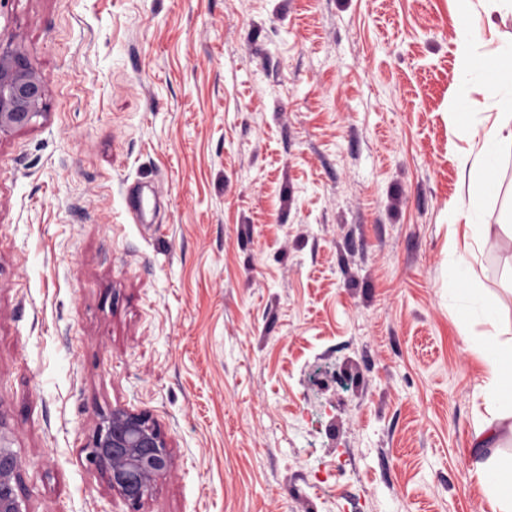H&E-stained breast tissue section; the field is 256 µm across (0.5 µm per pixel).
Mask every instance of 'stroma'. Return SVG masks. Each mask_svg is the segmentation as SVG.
I'll use <instances>...</instances> for the list:
<instances>
[{
    "mask_svg": "<svg viewBox=\"0 0 512 512\" xmlns=\"http://www.w3.org/2000/svg\"><path fill=\"white\" fill-rule=\"evenodd\" d=\"M493 0H0L45 80L0 137V414L29 512H491L472 337L512 340V148L453 131ZM142 218L126 211L127 191ZM480 205L484 232H465ZM480 288L495 324L449 293ZM173 457L138 510L113 409ZM89 457L105 468L112 488L134 509L173 467L167 441L150 415L124 408L113 409L98 425Z\"/></svg>",
    "mask_w": 512,
    "mask_h": 512,
    "instance_id": "obj_1",
    "label": "stroma"
}]
</instances>
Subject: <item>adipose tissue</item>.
I'll return each mask as SVG.
<instances>
[{
  "label": "adipose tissue",
  "instance_id": "ef3b65f1",
  "mask_svg": "<svg viewBox=\"0 0 512 512\" xmlns=\"http://www.w3.org/2000/svg\"><path fill=\"white\" fill-rule=\"evenodd\" d=\"M489 110L498 113V123L487 134L483 145L484 157L492 160L503 142L512 141V85L492 83L481 103L471 99L466 89H459L452 121L463 126L474 116ZM475 350L485 367L486 391L501 403L512 406V345L506 346L487 337L476 341ZM496 435L493 425L476 427L474 445L487 450L488 455L478 462L475 474L485 486L492 512H512V460L503 462L490 453L489 447Z\"/></svg>",
  "mask_w": 512,
  "mask_h": 512
}]
</instances>
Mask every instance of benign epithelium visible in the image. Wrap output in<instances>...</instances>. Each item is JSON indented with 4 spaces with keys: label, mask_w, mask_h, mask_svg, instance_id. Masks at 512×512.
Returning a JSON list of instances; mask_svg holds the SVG:
<instances>
[{
    "label": "benign epithelium",
    "mask_w": 512,
    "mask_h": 512,
    "mask_svg": "<svg viewBox=\"0 0 512 512\" xmlns=\"http://www.w3.org/2000/svg\"><path fill=\"white\" fill-rule=\"evenodd\" d=\"M44 80L16 42H0V134L30 125L40 115ZM89 457L104 467L111 486L137 508L156 480L171 472L167 441L150 415L112 410L93 435ZM22 462L0 418V512H29L18 494Z\"/></svg>",
    "instance_id": "1"
}]
</instances>
